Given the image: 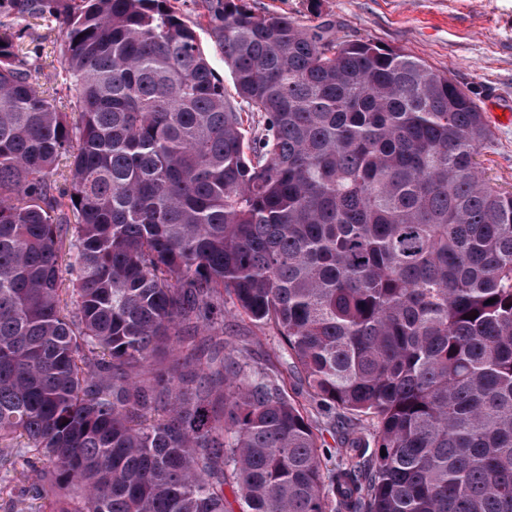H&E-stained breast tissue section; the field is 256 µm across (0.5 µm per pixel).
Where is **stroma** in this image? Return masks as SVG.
Here are the masks:
<instances>
[{"mask_svg": "<svg viewBox=\"0 0 512 512\" xmlns=\"http://www.w3.org/2000/svg\"><path fill=\"white\" fill-rule=\"evenodd\" d=\"M256 11L271 10L309 24L316 17L335 20L340 35L369 39L425 60L480 100L493 138L483 149L485 175L512 191V122L502 121L512 109V0H248ZM175 8L195 29L227 96L235 90L222 54L207 29L203 0H177ZM21 48L42 46L43 59L33 78L36 85L59 101L70 91L62 79L58 26L36 18L24 23ZM237 341L261 336L253 360L263 368L281 366L285 351L272 330L261 331L245 317L235 327ZM47 499L32 500L19 473L0 467V512H51Z\"/></svg>", "mask_w": 512, "mask_h": 512, "instance_id": "obj_1", "label": "stroma"}]
</instances>
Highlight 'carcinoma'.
<instances>
[{
    "label": "carcinoma",
    "mask_w": 512,
    "mask_h": 512,
    "mask_svg": "<svg viewBox=\"0 0 512 512\" xmlns=\"http://www.w3.org/2000/svg\"><path fill=\"white\" fill-rule=\"evenodd\" d=\"M204 2L237 104L170 0H0L64 29L72 91L0 34V449L53 512H512V192L480 105L327 20ZM237 315L337 416L334 468L221 338Z\"/></svg>",
    "instance_id": "obj_1"
}]
</instances>
